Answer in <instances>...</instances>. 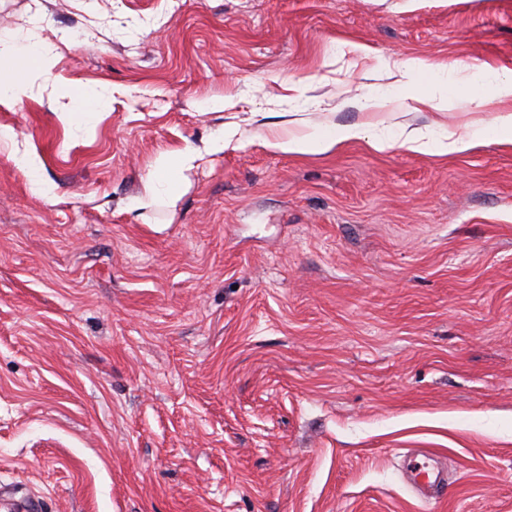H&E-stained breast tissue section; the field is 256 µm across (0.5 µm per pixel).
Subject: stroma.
<instances>
[{"label": "stroma", "mask_w": 512, "mask_h": 512, "mask_svg": "<svg viewBox=\"0 0 512 512\" xmlns=\"http://www.w3.org/2000/svg\"><path fill=\"white\" fill-rule=\"evenodd\" d=\"M112 87L71 140L52 83L0 107L56 197L0 150V494L45 512H512V146L464 132L512 0H0V34ZM439 65L402 115L387 62ZM307 88L299 99L297 85ZM380 108L363 111L364 96ZM290 122L364 139L290 155ZM237 140L138 212L160 152ZM431 448L423 501L401 464ZM423 461H417V455L409 458L407 466L408 482L414 488L418 496L423 500H444L448 495L445 491L446 478L441 470L429 463L437 456L431 448L420 451Z\"/></svg>", "instance_id": "35a3bbf8"}]
</instances>
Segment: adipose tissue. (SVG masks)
I'll use <instances>...</instances> for the list:
<instances>
[{
  "instance_id": "adipose-tissue-1",
  "label": "adipose tissue",
  "mask_w": 512,
  "mask_h": 512,
  "mask_svg": "<svg viewBox=\"0 0 512 512\" xmlns=\"http://www.w3.org/2000/svg\"><path fill=\"white\" fill-rule=\"evenodd\" d=\"M4 55L9 56L13 64L8 68H0V106L15 110L21 108L30 95L28 70L34 67L43 75H51L59 57L52 47L42 46L32 53L19 40L0 36V57ZM433 69V64L421 58H408L398 64L397 73L406 89L403 99L409 110L436 108L435 97L417 89L420 80ZM56 97L60 101L57 114L59 121L65 127L85 130L89 127L86 109L100 108L104 101L111 99L112 93L104 88L91 90L64 83L58 86ZM471 102L478 109L492 103L496 104L497 109L492 118L480 117L468 122L466 134L452 132L442 140L436 139L431 130L400 126L398 140L401 146L411 151L442 156L459 154L474 147L489 133L499 142L512 145V70H499L490 66L480 68L471 87ZM364 136V130L359 125L342 127L333 135L313 127L301 135L287 130L272 133L266 137L265 144L268 148L282 153L305 155L324 153L339 143L359 140ZM14 140L13 128L1 124L0 146H11L10 157L26 173L32 193L45 198L54 197V187L42 177L40 157L29 150L14 149ZM201 152L189 142L161 152L142 179V194L128 202V210L145 208L157 199L165 200L169 207H176L182 194L184 174L196 167Z\"/></svg>"
}]
</instances>
